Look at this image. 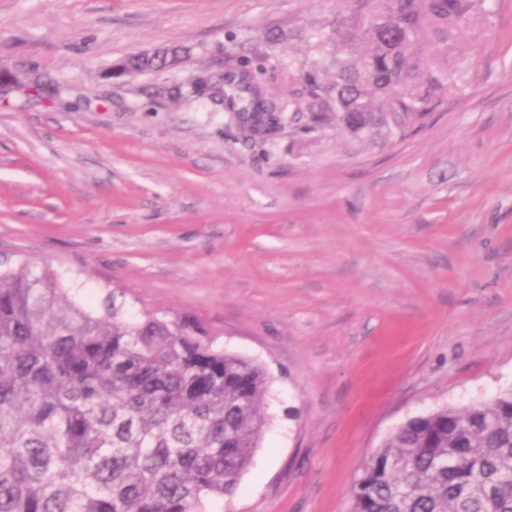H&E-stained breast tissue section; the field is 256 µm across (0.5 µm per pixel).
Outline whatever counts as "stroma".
Masks as SVG:
<instances>
[{"mask_svg": "<svg viewBox=\"0 0 512 512\" xmlns=\"http://www.w3.org/2000/svg\"><path fill=\"white\" fill-rule=\"evenodd\" d=\"M391 0H0V264L58 271L84 305L199 320L263 364L272 422L211 512H351L363 464L409 418L512 388V0L439 56L449 93L360 132L314 112ZM160 72L112 80L144 50ZM280 122L176 102L228 59Z\"/></svg>", "mask_w": 512, "mask_h": 512, "instance_id": "1", "label": "stroma"}]
</instances>
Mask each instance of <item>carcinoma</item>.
Masks as SVG:
<instances>
[{
  "mask_svg": "<svg viewBox=\"0 0 512 512\" xmlns=\"http://www.w3.org/2000/svg\"><path fill=\"white\" fill-rule=\"evenodd\" d=\"M475 0H393L359 63L336 60V105L360 131L377 112L423 114L450 89L435 57ZM224 82L255 128L269 102L249 73ZM270 380L214 350L189 317L127 319L110 292L76 302L50 267L0 271V512H209L250 469ZM352 512H512V390L395 429L352 487Z\"/></svg>",
  "mask_w": 512,
  "mask_h": 512,
  "instance_id": "1",
  "label": "carcinoma"
}]
</instances>
